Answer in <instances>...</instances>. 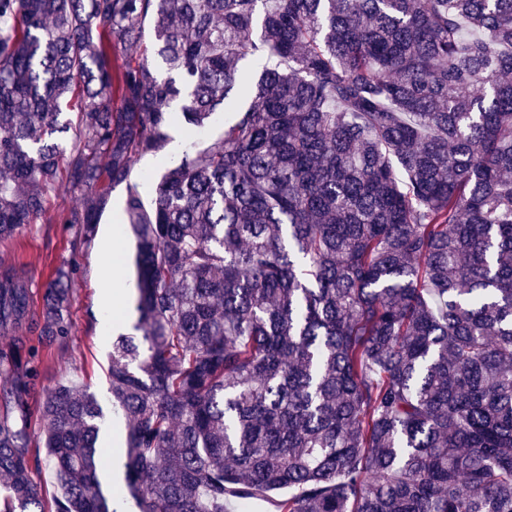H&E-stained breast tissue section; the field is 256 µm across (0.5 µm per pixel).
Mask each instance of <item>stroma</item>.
<instances>
[{
    "instance_id": "stroma-1",
    "label": "stroma",
    "mask_w": 512,
    "mask_h": 512,
    "mask_svg": "<svg viewBox=\"0 0 512 512\" xmlns=\"http://www.w3.org/2000/svg\"><path fill=\"white\" fill-rule=\"evenodd\" d=\"M127 187L122 184L109 189L108 205L98 219L93 244H85L74 225L62 221L82 201L80 191L66 187L48 194L43 219L26 226L16 238L0 243V266H13L27 280L34 307H41L46 284L57 269L67 270L71 277L72 333L67 342L53 343L36 332L30 335L38 387H48L62 379L82 382L108 415L113 412L107 369L114 334L98 285L107 278L129 288L136 285L135 241L124 215ZM113 230L119 235L118 249L109 256L105 243Z\"/></svg>"
}]
</instances>
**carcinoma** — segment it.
<instances>
[{
    "mask_svg": "<svg viewBox=\"0 0 512 512\" xmlns=\"http://www.w3.org/2000/svg\"><path fill=\"white\" fill-rule=\"evenodd\" d=\"M154 35V59L117 52ZM90 245L171 105L222 137L145 208L108 379L137 512H512V0H0V242L61 188ZM0 270V512L109 504L102 409L33 397L25 332L71 333ZM44 423L56 492L34 474Z\"/></svg>",
    "mask_w": 512,
    "mask_h": 512,
    "instance_id": "obj_1",
    "label": "carcinoma"
}]
</instances>
